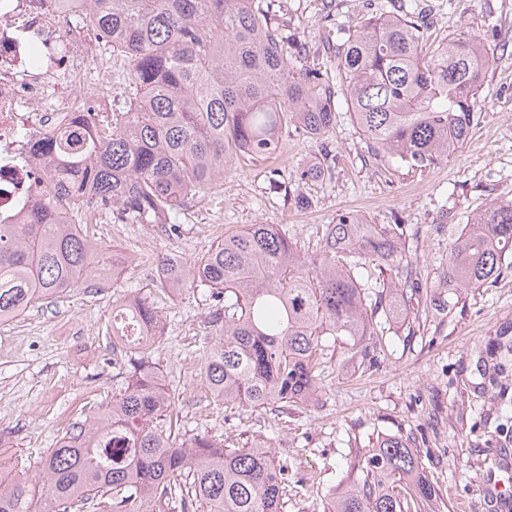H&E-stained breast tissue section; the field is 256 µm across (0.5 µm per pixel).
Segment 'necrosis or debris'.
I'll return each mask as SVG.
<instances>
[{
    "instance_id": "necrosis-or-debris-1",
    "label": "necrosis or debris",
    "mask_w": 512,
    "mask_h": 512,
    "mask_svg": "<svg viewBox=\"0 0 512 512\" xmlns=\"http://www.w3.org/2000/svg\"><path fill=\"white\" fill-rule=\"evenodd\" d=\"M85 0H0V218L15 222L31 204L40 170L36 159L19 160L20 130L39 139L43 128L79 117L89 122L77 95L64 93L60 74L76 75L77 58L63 54L76 39L64 19L85 14ZM39 43L47 57L41 70L29 68L30 45Z\"/></svg>"
}]
</instances>
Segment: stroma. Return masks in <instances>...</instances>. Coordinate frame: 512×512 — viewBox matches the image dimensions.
<instances>
[{
	"instance_id": "1",
	"label": "stroma",
	"mask_w": 512,
	"mask_h": 512,
	"mask_svg": "<svg viewBox=\"0 0 512 512\" xmlns=\"http://www.w3.org/2000/svg\"><path fill=\"white\" fill-rule=\"evenodd\" d=\"M286 35L306 50L304 66L335 64L323 41L348 24L368 0H264ZM443 33L462 32L482 43L492 65L477 97L476 122L447 162L418 175L385 172L351 119L345 88H337L336 124L313 136L283 128L282 153L271 160H237L223 181L190 200L176 215L175 232L153 224L96 225V238L126 261L123 277L93 278L51 303H38L0 324V465L33 476L58 433L89 410L110 403L122 380L123 354L107 334L112 307L124 295L153 291L161 258L193 263L225 232L247 224H278L300 245L315 227L358 214L372 224H401L422 278L448 255L454 234L472 212L493 199H512V0H422ZM88 51L78 86L99 119H110L131 96L112 75L123 63L77 19ZM330 165L313 189L310 208L295 205L305 185L300 172ZM217 306L205 288L170 294L161 312L159 351L165 385L174 394L187 436L208 434L242 448L268 445L288 464L284 512H323L326 492L342 480L356 453L381 433L412 434L430 478L450 512H496L491 480L512 481V268L496 283L476 288L452 313L423 309L417 335L402 321L385 325L386 347L363 373L335 352L320 394L292 406L286 420L272 412L224 410L209 402L199 355Z\"/></svg>"
}]
</instances>
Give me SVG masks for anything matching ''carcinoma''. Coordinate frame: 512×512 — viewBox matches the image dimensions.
<instances>
[{"label": "carcinoma", "mask_w": 512, "mask_h": 512, "mask_svg": "<svg viewBox=\"0 0 512 512\" xmlns=\"http://www.w3.org/2000/svg\"><path fill=\"white\" fill-rule=\"evenodd\" d=\"M96 38L124 60L136 94L121 119L49 131L37 156L48 169L38 202L18 224L0 223V323L89 282L110 265L86 224H158L205 192L234 160L281 150L283 125L324 135L335 91L298 66L302 45L257 0H88ZM336 41L337 76L374 157L424 173L469 136L491 59L461 33L438 38L426 10L362 15ZM308 254L276 224L224 236L193 265L171 259L156 282L224 294L211 312L201 379L224 408L288 414L312 402L330 351L376 364L384 327L413 303L453 312L494 283L512 255V200L491 201L465 225L448 261L419 287L398 240L401 224L345 213ZM112 347L128 359L119 394L75 422L42 461V487L0 471V512H283L288 464L268 446L226 448L179 438L159 363L161 315L146 297L118 299ZM325 495L324 512H432L439 498L415 440L376 439Z\"/></svg>", "instance_id": "cac0c4a2"}]
</instances>
